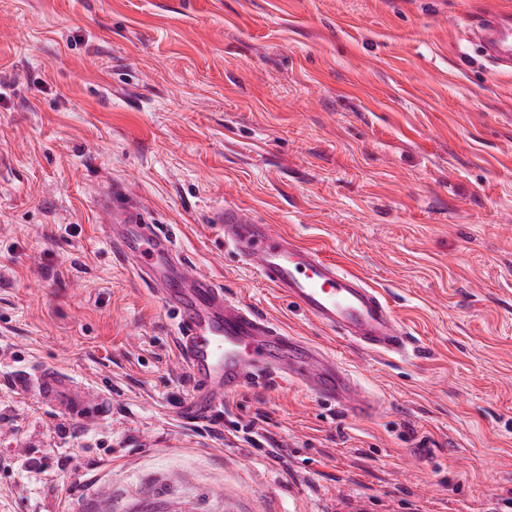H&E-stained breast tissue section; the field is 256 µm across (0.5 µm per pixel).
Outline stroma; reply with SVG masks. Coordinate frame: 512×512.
Masks as SVG:
<instances>
[{
  "label": "stroma",
  "mask_w": 512,
  "mask_h": 512,
  "mask_svg": "<svg viewBox=\"0 0 512 512\" xmlns=\"http://www.w3.org/2000/svg\"><path fill=\"white\" fill-rule=\"evenodd\" d=\"M497 9L0 0V512H512V71L465 29ZM115 180L190 268L336 356L374 416L272 382L186 418L174 311L98 223ZM225 204L361 274L407 352L289 305L209 223ZM51 369L107 410L18 384Z\"/></svg>",
  "instance_id": "stroma-1"
}]
</instances>
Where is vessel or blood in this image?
<instances>
[{
	"label": "vessel or blood",
	"instance_id": "b4317fda",
	"mask_svg": "<svg viewBox=\"0 0 512 512\" xmlns=\"http://www.w3.org/2000/svg\"><path fill=\"white\" fill-rule=\"evenodd\" d=\"M469 33L497 68L512 70L511 11L485 13L471 23ZM97 210L100 223L112 231L110 243L176 312L179 353L193 381L189 415H214L226 396L273 380L298 384L355 417L373 414V401L334 355L281 332L225 295L213 279L190 271L176 257L173 237L123 189L105 186ZM210 221L268 286L323 329L373 352L407 350L409 339L380 292L317 247L294 241L231 205L216 208ZM29 384L45 404L70 415L94 416L107 407L104 397L58 370L37 372Z\"/></svg>",
	"mask_w": 512,
	"mask_h": 512
}]
</instances>
